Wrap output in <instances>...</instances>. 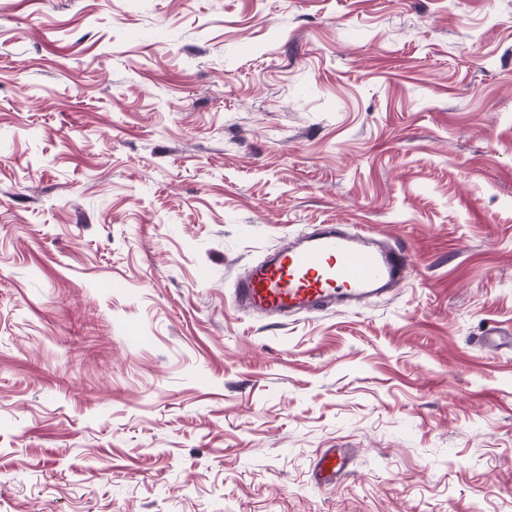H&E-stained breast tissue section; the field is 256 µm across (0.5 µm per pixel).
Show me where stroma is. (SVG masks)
Here are the masks:
<instances>
[{
	"label": "stroma",
	"mask_w": 512,
	"mask_h": 512,
	"mask_svg": "<svg viewBox=\"0 0 512 512\" xmlns=\"http://www.w3.org/2000/svg\"><path fill=\"white\" fill-rule=\"evenodd\" d=\"M317 224L409 280L239 311ZM493 329L512 0H0V512H512Z\"/></svg>",
	"instance_id": "1"
}]
</instances>
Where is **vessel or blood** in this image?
Instances as JSON below:
<instances>
[{"mask_svg":"<svg viewBox=\"0 0 512 512\" xmlns=\"http://www.w3.org/2000/svg\"><path fill=\"white\" fill-rule=\"evenodd\" d=\"M407 248L344 224H321L283 245L237 278L234 303L244 312L313 315L350 309L411 276Z\"/></svg>","mask_w":512,"mask_h":512,"instance_id":"1","label":"vessel or blood"}]
</instances>
